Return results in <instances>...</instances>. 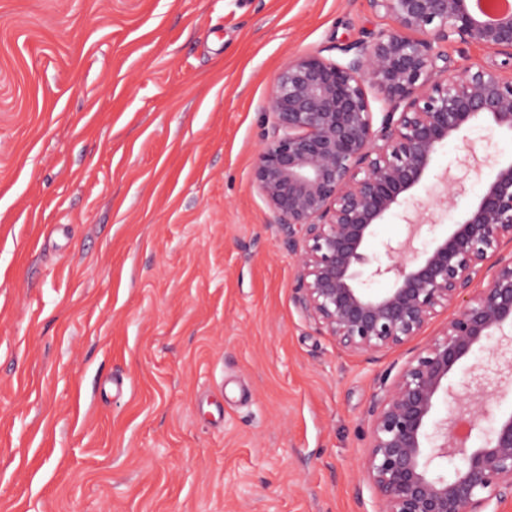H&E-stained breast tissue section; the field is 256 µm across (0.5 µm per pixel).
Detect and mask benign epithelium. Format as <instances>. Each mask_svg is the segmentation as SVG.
Segmentation results:
<instances>
[{
	"label": "benign epithelium",
	"mask_w": 512,
	"mask_h": 512,
	"mask_svg": "<svg viewBox=\"0 0 512 512\" xmlns=\"http://www.w3.org/2000/svg\"><path fill=\"white\" fill-rule=\"evenodd\" d=\"M392 26L343 49L340 61L298 57L277 76L269 98L275 123L259 151L253 181L288 238L298 267L294 302L343 350L373 354L405 344L436 308L456 313L415 353L368 410L361 461L379 512H489L512 500V409L478 446L491 395L485 378L462 388L449 379L475 349L512 324V159L488 176L478 200L447 235L409 258L388 247V263L365 252L373 226L416 189L440 150L487 120L512 135V77L496 69L448 68L443 44L475 41L509 51L512 10L482 0H372ZM382 94L375 125L366 85ZM496 258L486 287L473 288ZM391 275L378 295L361 288ZM446 417L432 422L438 401ZM462 466L452 477L445 463Z\"/></svg>",
	"instance_id": "1"
}]
</instances>
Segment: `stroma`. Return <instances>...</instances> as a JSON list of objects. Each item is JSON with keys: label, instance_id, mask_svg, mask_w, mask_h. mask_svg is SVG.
<instances>
[{"label": "stroma", "instance_id": "stroma-1", "mask_svg": "<svg viewBox=\"0 0 512 512\" xmlns=\"http://www.w3.org/2000/svg\"><path fill=\"white\" fill-rule=\"evenodd\" d=\"M388 25L370 0H0V512H378L368 408L453 311L402 347L339 349L294 303L253 166L288 62ZM467 140L479 171L445 146L370 256L420 201L430 248L512 157L490 123Z\"/></svg>", "mask_w": 512, "mask_h": 512}]
</instances>
